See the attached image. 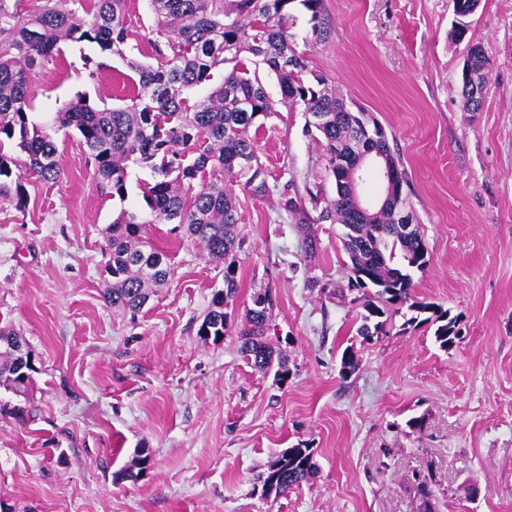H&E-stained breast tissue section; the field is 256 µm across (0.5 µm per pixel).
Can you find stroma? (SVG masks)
I'll return each mask as SVG.
<instances>
[{
  "instance_id": "stroma-1",
  "label": "stroma",
  "mask_w": 512,
  "mask_h": 512,
  "mask_svg": "<svg viewBox=\"0 0 512 512\" xmlns=\"http://www.w3.org/2000/svg\"><path fill=\"white\" fill-rule=\"evenodd\" d=\"M325 41L305 16L293 48L382 125L431 254L416 300L460 318L439 347L432 328L392 315L358 336L362 308L340 298L342 227L319 221L329 199L307 117L279 105L250 134L270 183L305 200V253L279 196L239 193L241 283L218 343L197 334L224 269L169 224L144 228L167 252L169 281L138 315L106 304L108 226L122 203L98 183L74 129L56 135L60 179L22 180L25 206L0 198V328L25 337L29 391L0 386V512H512V0H481L464 41L451 0H324ZM125 58L68 42L37 69L40 120L84 96L123 106L126 59L157 65L151 0H126ZM491 60L483 106L465 111L469 45ZM272 297L270 336L288 377L254 369L237 332L254 293ZM351 353L355 367L343 370ZM300 444L316 473L281 497L256 476ZM145 458L136 480L117 474Z\"/></svg>"
}]
</instances>
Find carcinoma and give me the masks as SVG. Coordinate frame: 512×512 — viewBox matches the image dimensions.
<instances>
[{"mask_svg":"<svg viewBox=\"0 0 512 512\" xmlns=\"http://www.w3.org/2000/svg\"><path fill=\"white\" fill-rule=\"evenodd\" d=\"M152 8L166 36L165 44L153 48L164 62L154 67L127 60L138 76L129 104L99 107L78 96L52 121L38 122L30 115L33 73L56 61L61 42L87 41L126 60L125 0H94L89 21L60 7L59 0H46L27 16L0 0V198L13 197L21 208L23 175L44 182L59 178L55 136L62 128L78 131L94 175L114 199L123 202L128 196L131 167L150 170L153 181L139 183L146 209L122 208L112 221L105 265L112 284L104 299L133 315L145 307L152 289L168 280L171 266L164 251L142 240V226L175 224L211 261L224 265V289L213 296L198 329L201 338L219 342L228 326L226 308L239 292L234 256L244 240L239 237L235 188L260 199L275 192L249 134L273 104L258 72H250L243 62L248 53L275 75L288 110L323 117L310 126L321 134L320 158L335 180L336 194L319 220L343 227L348 290L359 294L364 310L360 335H378L389 312L405 306L412 312L406 324L429 325L440 348L453 346L459 316L412 294V272L428 267L430 254L420 226L408 234L398 231L394 202L408 204L404 180L393 186L391 201L374 210L360 213L349 203V170L366 139L364 110L352 109L292 48L295 9L309 15L311 40L321 42L330 35L323 0H152ZM221 65L224 80L204 99L189 103L188 93ZM489 65L486 56L472 64L471 84L462 87L468 111L483 104ZM281 204L307 247L314 249L310 217L291 198ZM272 306L267 293H255L238 336L241 352L256 369L275 366L283 380L287 361L266 339ZM22 342L14 331L0 330V385L16 394L27 393L31 383L30 351L20 347ZM314 472L313 449L301 444L272 459L258 479L264 494L281 496Z\"/></svg>","mask_w":512,"mask_h":512,"instance_id":"1","label":"carcinoma"}]
</instances>
